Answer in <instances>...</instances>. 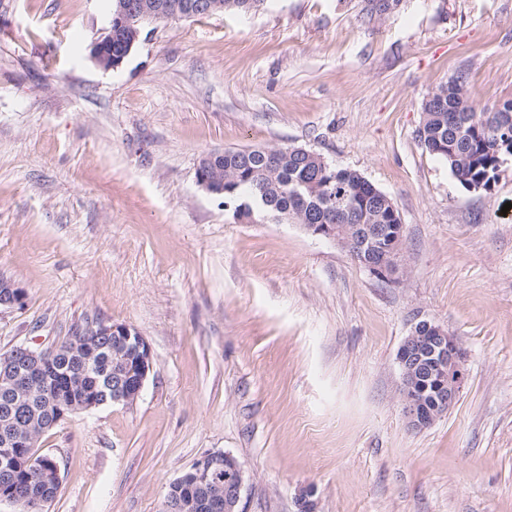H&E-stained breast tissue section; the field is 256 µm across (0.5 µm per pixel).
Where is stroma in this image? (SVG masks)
I'll use <instances>...</instances> for the list:
<instances>
[{"label":"stroma","mask_w":512,"mask_h":512,"mask_svg":"<svg viewBox=\"0 0 512 512\" xmlns=\"http://www.w3.org/2000/svg\"><path fill=\"white\" fill-rule=\"evenodd\" d=\"M265 0L147 25L117 69L89 57L106 0H0V352L90 321L133 326L154 369L137 402L39 438L46 512H160L203 455L245 469L242 512H512V164L469 192L416 137L463 77L512 101V0ZM302 147L397 208L395 280L299 225L234 220L196 178L224 149ZM442 325L465 386L415 430L397 352Z\"/></svg>","instance_id":"stroma-1"}]
</instances>
